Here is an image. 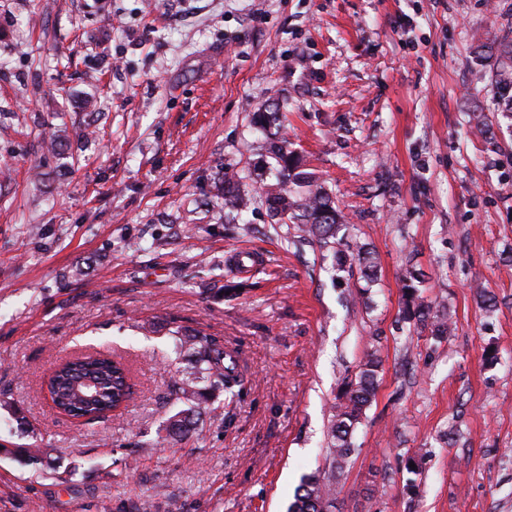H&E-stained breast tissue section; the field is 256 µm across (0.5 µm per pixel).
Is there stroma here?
<instances>
[{"instance_id": "obj_1", "label": "stroma", "mask_w": 512, "mask_h": 512, "mask_svg": "<svg viewBox=\"0 0 512 512\" xmlns=\"http://www.w3.org/2000/svg\"><path fill=\"white\" fill-rule=\"evenodd\" d=\"M505 38L512 0H0V512H287L329 471L337 393L372 351L335 512H512V112L488 75ZM272 103L374 282L256 203L251 116ZM243 169L230 222L218 173ZM412 267L443 342L402 319ZM185 331L237 351L244 388L176 442ZM89 347L135 377L123 416L70 419L42 388ZM34 446L53 466L18 456Z\"/></svg>"}]
</instances>
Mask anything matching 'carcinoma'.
I'll list each match as a JSON object with an SVG mask.
<instances>
[{
  "instance_id": "1",
  "label": "carcinoma",
  "mask_w": 512,
  "mask_h": 512,
  "mask_svg": "<svg viewBox=\"0 0 512 512\" xmlns=\"http://www.w3.org/2000/svg\"><path fill=\"white\" fill-rule=\"evenodd\" d=\"M490 81L495 93L505 101L507 111L512 112V40L497 44L496 66ZM283 119L284 114L276 105L253 113L251 118L254 129L274 130L266 141V151L275 161L277 176L275 182L262 188L260 202L281 223H293V242L317 246L322 259L332 258L333 267L340 270L347 262H356L362 267L364 277H370L376 267L372 252L360 247L355 253L345 254L336 248V228L345 222V217L328 191L316 184L314 173L307 171L300 158L288 148V139L277 133ZM240 180L237 172H226L222 177L224 209L230 214L248 203L239 192ZM402 291L408 319L421 329L430 328L433 339H444L450 333V326L443 319L431 320L430 309L419 302V280L411 270L407 271ZM189 342L197 356V372L208 385L199 388L186 378L172 381L169 395L181 408L167 419L165 430L169 437L188 435L195 429V412L201 403L211 400L218 392L231 400L239 395L244 384L238 359L224 349L223 342L202 333L192 335ZM380 364L381 360L372 352L354 376L344 382L338 396V411L328 431L333 452L332 473L328 477L316 473L304 477L288 512H329L333 481L354 452L352 433L374 400ZM43 386L59 413L91 419L121 410L134 395L128 366L102 351H85L61 361L45 378Z\"/></svg>"
}]
</instances>
